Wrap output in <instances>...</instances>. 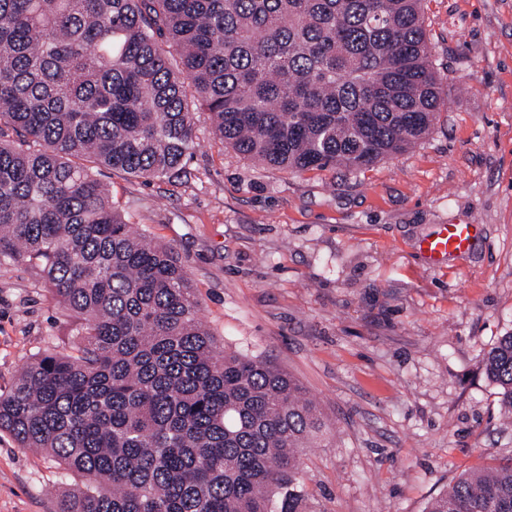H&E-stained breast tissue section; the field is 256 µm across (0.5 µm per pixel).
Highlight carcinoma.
Masks as SVG:
<instances>
[{"label":"carcinoma","instance_id":"obj_1","mask_svg":"<svg viewBox=\"0 0 512 512\" xmlns=\"http://www.w3.org/2000/svg\"><path fill=\"white\" fill-rule=\"evenodd\" d=\"M423 0H0V268L76 320L0 394V433L86 478L57 512H309L325 424L298 380L217 351L172 249L98 177L181 172L197 114L246 159L357 172L429 133ZM485 373L512 418V333ZM426 512H512V459Z\"/></svg>","mask_w":512,"mask_h":512}]
</instances>
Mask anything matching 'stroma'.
<instances>
[{
  "mask_svg": "<svg viewBox=\"0 0 512 512\" xmlns=\"http://www.w3.org/2000/svg\"><path fill=\"white\" fill-rule=\"evenodd\" d=\"M448 79L413 149L356 173L267 169L197 124L182 174L100 172L130 224L169 245L224 350L296 378L328 429L307 449L310 512H425L460 476L512 457L485 355L512 333V0H427ZM479 224L427 265L418 243ZM74 320L28 266L0 270V393ZM0 434V512H56L82 484Z\"/></svg>",
  "mask_w": 512,
  "mask_h": 512,
  "instance_id": "1",
  "label": "stroma"
}]
</instances>
